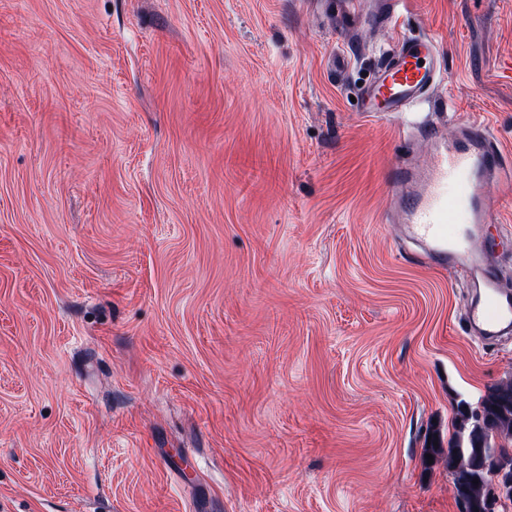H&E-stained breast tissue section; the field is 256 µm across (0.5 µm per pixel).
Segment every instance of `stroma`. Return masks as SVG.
Returning <instances> with one entry per match:
<instances>
[{"label":"stroma","mask_w":512,"mask_h":512,"mask_svg":"<svg viewBox=\"0 0 512 512\" xmlns=\"http://www.w3.org/2000/svg\"><path fill=\"white\" fill-rule=\"evenodd\" d=\"M0 0V512H462L424 435L512 378L388 223L422 120L512 166V0ZM432 36L421 111L357 97ZM479 230L512 288V185Z\"/></svg>","instance_id":"obj_1"}]
</instances>
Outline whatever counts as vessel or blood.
<instances>
[{
  "label": "vessel or blood",
  "instance_id": "vessel-or-blood-1",
  "mask_svg": "<svg viewBox=\"0 0 512 512\" xmlns=\"http://www.w3.org/2000/svg\"><path fill=\"white\" fill-rule=\"evenodd\" d=\"M436 57L437 43L430 36L399 39L363 90L365 111L379 118L415 111L439 84ZM426 133L431 152L422 158L408 156L391 170L393 221L405 225L435 265L477 269L478 293L470 319L482 335H499L512 328V291L501 286L462 227L492 223L488 187L496 180L512 181V170L504 169L501 150L482 122L460 123L451 137L436 124L427 125Z\"/></svg>",
  "mask_w": 512,
  "mask_h": 512
}]
</instances>
